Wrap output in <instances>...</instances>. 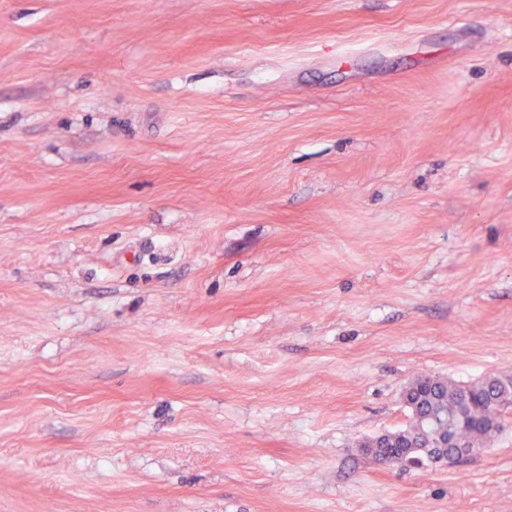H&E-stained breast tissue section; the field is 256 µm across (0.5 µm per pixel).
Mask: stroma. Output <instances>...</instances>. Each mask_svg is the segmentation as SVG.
<instances>
[{"mask_svg": "<svg viewBox=\"0 0 512 512\" xmlns=\"http://www.w3.org/2000/svg\"><path fill=\"white\" fill-rule=\"evenodd\" d=\"M512 0H0V512H512ZM405 402L411 421L403 429L369 439L375 458L394 465L404 456L443 466L485 447L504 429L512 413V378L487 375L469 384L421 375L410 384ZM465 453V454H464Z\"/></svg>", "mask_w": 512, "mask_h": 512, "instance_id": "stroma-1", "label": "stroma"}]
</instances>
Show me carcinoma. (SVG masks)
Returning a JSON list of instances; mask_svg holds the SVG:
<instances>
[{
	"mask_svg": "<svg viewBox=\"0 0 512 512\" xmlns=\"http://www.w3.org/2000/svg\"><path fill=\"white\" fill-rule=\"evenodd\" d=\"M405 402L411 421L363 447L375 458L394 465L413 456L442 466L489 444L504 429L512 411V378L487 375L469 384L440 376L421 375L410 384Z\"/></svg>",
	"mask_w": 512,
	"mask_h": 512,
	"instance_id": "carcinoma-1",
	"label": "carcinoma"
}]
</instances>
